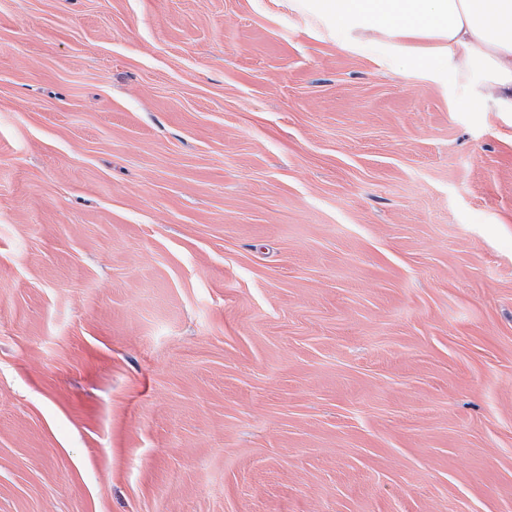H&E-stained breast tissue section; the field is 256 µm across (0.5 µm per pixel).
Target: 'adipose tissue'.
<instances>
[{
	"label": "adipose tissue",
	"mask_w": 512,
	"mask_h": 512,
	"mask_svg": "<svg viewBox=\"0 0 512 512\" xmlns=\"http://www.w3.org/2000/svg\"><path fill=\"white\" fill-rule=\"evenodd\" d=\"M346 50L424 80L465 83V106L512 112V0H283Z\"/></svg>",
	"instance_id": "obj_1"
}]
</instances>
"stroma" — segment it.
<instances>
[{"mask_svg": "<svg viewBox=\"0 0 512 512\" xmlns=\"http://www.w3.org/2000/svg\"><path fill=\"white\" fill-rule=\"evenodd\" d=\"M280 0H0V512H512V115Z\"/></svg>", "mask_w": 512, "mask_h": 512, "instance_id": "35a3bbf8", "label": "stroma"}]
</instances>
